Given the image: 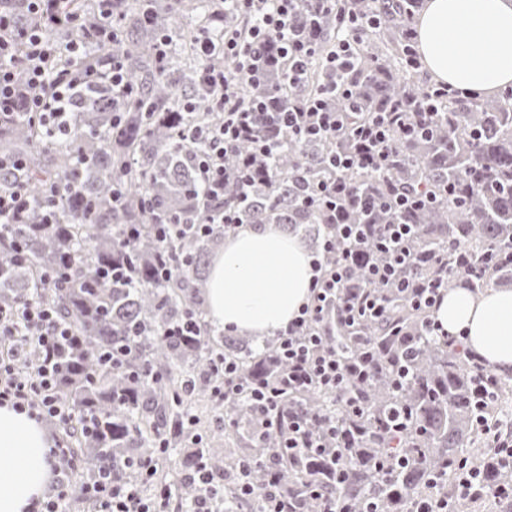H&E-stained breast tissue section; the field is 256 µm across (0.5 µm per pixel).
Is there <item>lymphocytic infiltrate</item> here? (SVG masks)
<instances>
[{"label":"lymphocytic infiltrate","mask_w":512,"mask_h":512,"mask_svg":"<svg viewBox=\"0 0 512 512\" xmlns=\"http://www.w3.org/2000/svg\"><path fill=\"white\" fill-rule=\"evenodd\" d=\"M102 20L86 23L81 16L65 6V0H26L27 10L36 22L20 25L12 15L0 11V120L24 114L49 135L65 134L59 114L66 102V93L75 84L105 81L121 97L129 96L126 76L120 61H113L105 70L86 62L90 47H111L119 37L114 19L116 0H98ZM239 16L247 19L246 28L223 27L221 39L204 36L196 43L197 56L204 63L205 80L212 89L207 105L211 111L224 115L222 123L205 128L196 127L185 134L188 142L204 146L197 166V178L204 194L212 200L224 197V155L240 143L251 142L254 154L269 156L278 153L287 139L348 137L357 146L353 152L336 153L330 160L334 169L351 168L383 170L389 162L388 139L391 129L412 134L420 129L436 98L466 96V89L445 83L433 85L426 98L415 106L395 102L386 111L368 113L357 125H350L348 114L326 111L328 95L350 96L344 80L353 67L359 34L373 20L368 16L347 14L334 51L328 54V68L340 72L341 80L325 84L320 97L298 106L275 111L268 99L244 102L235 93L238 82L257 74L256 56L268 47H275L279 62L284 63L288 82L300 80L314 47L296 33L292 20L302 0H229ZM65 25L79 29L77 39L60 43L50 39L47 27ZM234 59V69L216 72L207 63L216 48ZM244 220L239 212L229 209L211 216L206 222L171 221L156 225L160 240L182 237L187 230L208 234L213 227L224 233L236 232ZM372 242L377 252L386 255L382 264H370L367 283L352 286L351 264L365 242ZM422 257L412 244V227L388 224L376 229L367 224H328L322 236L321 253L313 257L309 295L298 316L277 331L274 355L282 364L273 378L243 381L235 361L219 362L221 380L211 389L217 401L247 400L258 435L271 428L270 410L276 409L284 395L309 389L326 391L343 404L346 416H362L364 407L351 389L352 384H365L368 368L365 358L375 357L369 347L364 357L345 359L330 348L318 327L337 316L348 325L358 321L383 319L387 295L401 293L414 309L423 311L424 327L430 335H442L456 352L464 354L476 372L475 388L489 392L494 373L472 351L463 335L440 334L431 317L436 305L447 295L442 274L449 268L448 260L433 257L432 276L426 280L406 278V271L421 262ZM74 338L56 311L35 299L5 308L0 306V405L10 404L31 418L51 419L67 427L86 422L77 407L63 400L59 384L66 375L64 351L72 348ZM288 430L282 434L280 446L291 457L314 454L335 456L337 422L305 412L288 411ZM69 452L63 441H55L49 450L54 473L51 492L34 502L30 512H80L81 507L95 506L98 512H166L171 489H161L153 499L141 491L142 477L152 475L151 463H143L135 478L115 479L108 475L74 482L59 461Z\"/></svg>","instance_id":"lymphocytic-infiltrate-1"}]
</instances>
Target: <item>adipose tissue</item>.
<instances>
[{
    "mask_svg": "<svg viewBox=\"0 0 512 512\" xmlns=\"http://www.w3.org/2000/svg\"><path fill=\"white\" fill-rule=\"evenodd\" d=\"M417 47L432 80L491 95L512 86V0H425ZM312 277L302 243L277 224H246L214 257L206 292L209 320L257 338L274 335L306 302ZM443 331L500 372L512 370V290L476 297L459 288L433 312ZM47 430L0 406V512H26L51 478Z\"/></svg>",
    "mask_w": 512,
    "mask_h": 512,
    "instance_id": "1",
    "label": "adipose tissue"
}]
</instances>
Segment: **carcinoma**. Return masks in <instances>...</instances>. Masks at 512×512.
Here are the masks:
<instances>
[{
	"label": "carcinoma",
	"mask_w": 512,
	"mask_h": 512,
	"mask_svg": "<svg viewBox=\"0 0 512 512\" xmlns=\"http://www.w3.org/2000/svg\"><path fill=\"white\" fill-rule=\"evenodd\" d=\"M424 0H342L336 10L317 13L308 2L298 13L302 37L316 45L306 74L298 84L285 81L282 66L266 67L256 81H243L238 95L252 101L275 95L290 108L316 93L331 80L324 57L333 48L343 14L361 11L375 18L362 32L359 64L347 83L353 99L380 112L395 101L421 98L429 84L420 69L409 68L405 56L414 40L413 22ZM72 8L86 21L99 22L94 0H74ZM124 29L112 50H95L90 62L104 69L115 56L124 64L133 89L130 97L114 101L105 83L82 87L72 97L69 137H47L24 119L0 124V151L24 155L23 176L30 195L29 209L18 235L24 243L17 254L9 240L0 239V305L11 306L39 298L50 304L75 334L79 348L65 359L68 374L60 386L67 401L96 417V428L73 431L76 447L66 467L78 461L91 478L105 468L115 476L137 472L152 458L156 439L166 434L178 442L188 427L187 409L202 396L199 380L218 378L214 364L221 356L235 360L241 375L250 379L270 367L266 350L240 346L224 333H204L187 340L166 338L168 326L192 316L205 321L206 281L198 274L209 250L223 237L190 236L167 244L158 242L147 225L191 217L199 222L234 207L236 176L246 143L224 156V202L202 195L196 182L199 149L180 143L179 133L221 120L206 106L210 88L194 56L195 42L220 28L219 4L201 6L199 0H120L114 12ZM164 35L172 48L164 65L156 63L153 47ZM193 97L191 112L179 98ZM390 167L384 172L350 170L343 179L351 186L340 208L343 224H412L413 245L419 250L458 247L479 257L489 248L512 249V89L496 97L481 94L444 100L424 134L393 133ZM347 142L322 138L315 142L288 140V149L275 160L256 163L258 175L248 190V224H286L312 235L328 218L303 204V185L327 179L329 157ZM61 183L63 202L47 189ZM420 190L435 199L408 213H384L389 195ZM127 224H144L139 238L125 241ZM165 253L178 265L161 281L156 257ZM127 263L134 268L129 281H99L100 272ZM451 277L446 288H465L477 295L489 287L512 286V265L490 274L478 271ZM63 270L66 276L46 287L41 276ZM422 316L398 295L389 296L388 314L378 323L349 327L324 325L328 345L346 353L370 339L404 354V390L397 389L391 369L376 368L362 388L369 409L356 420L358 440L343 449L340 465L322 459L282 460V487L297 500L299 512L314 510L310 493L317 487L336 490L350 512H362L367 495L377 494L379 512H407L409 501L438 489L453 497L460 461L486 466L488 480H512L508 466L476 441L477 417L491 411L506 423L512 417V382L498 380L497 400L489 407L474 392L473 371L466 358L448 350L420 330ZM122 346L129 352L121 370L100 363L101 355ZM303 410H330L334 401L308 393L296 399ZM410 412L411 427L394 435L393 418ZM224 418L234 426L224 435L222 448H195L181 465L193 471L206 466L232 471L224 482V512L246 505L257 512L269 481L262 461L275 455L280 444L278 422L264 440L255 435L250 408L244 401L224 404ZM472 447L467 448L465 444ZM405 452L408 461L389 471L379 462ZM241 461L254 463L249 482L254 496L236 497Z\"/></svg>",
	"instance_id": "cac0c4a2"
}]
</instances>
